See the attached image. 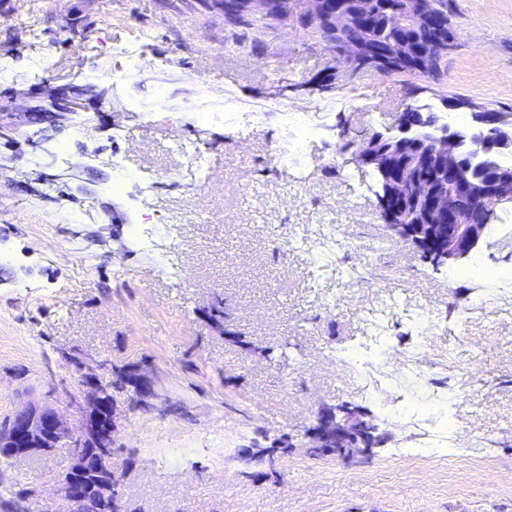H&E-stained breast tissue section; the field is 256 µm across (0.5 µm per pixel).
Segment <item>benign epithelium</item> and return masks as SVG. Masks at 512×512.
Returning <instances> with one entry per match:
<instances>
[{
	"mask_svg": "<svg viewBox=\"0 0 512 512\" xmlns=\"http://www.w3.org/2000/svg\"><path fill=\"white\" fill-rule=\"evenodd\" d=\"M231 16L245 13L261 18L282 13V0H215ZM306 14L324 21L327 36L320 38L335 55L355 70L370 68L383 73L397 65L421 72L441 67L443 52H415L411 42L399 38L381 45L365 35L344 38L350 30L364 31L367 14L349 10L336 0H303ZM443 0H401L391 14L396 29L426 27L438 33L448 29ZM443 111L427 99L417 98L402 113L394 128L370 134L375 147H356L352 160L375 172L374 195L391 231L407 238L432 258L436 269L458 264L474 254L497 220V210H512V112L487 109L468 101L433 93ZM467 108L471 121L460 125L448 113ZM79 386L85 398L82 438L73 440V463L58 480L59 512H70L89 489L95 464L89 443L110 437L117 428L119 403L102 398V378L78 367ZM136 397L155 396L151 380L135 369L126 374ZM382 432L377 419L351 403L324 407L304 433L303 448L351 461L367 457L374 448L363 444ZM73 430L54 409L27 406L14 413L0 429V454H48Z\"/></svg>",
	"mask_w": 512,
	"mask_h": 512,
	"instance_id": "1",
	"label": "benign epithelium"
}]
</instances>
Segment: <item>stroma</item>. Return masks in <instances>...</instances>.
<instances>
[{"mask_svg":"<svg viewBox=\"0 0 512 512\" xmlns=\"http://www.w3.org/2000/svg\"><path fill=\"white\" fill-rule=\"evenodd\" d=\"M446 7L459 37L434 81L335 67L301 0L260 35L208 0H0V52L20 74L0 82L14 109L0 115V424L38 405L80 431L78 366L108 379L130 364L156 396L112 447L143 512H512V289L434 269L393 236L373 172L340 150L396 126L425 87L512 110V0ZM203 84L211 109L255 122H198ZM291 106L316 136L313 163L287 173ZM176 132L208 155L207 186ZM508 225L500 212L477 261L512 268ZM334 235L349 249H325ZM373 336L422 348L417 368L337 360ZM437 390L456 398L454 447L401 456L439 429L403 408ZM342 402L387 430L373 457L241 459ZM71 448L0 472V512L18 494L58 512Z\"/></svg>","mask_w":512,"mask_h":512,"instance_id":"obj_1","label":"stroma"}]
</instances>
